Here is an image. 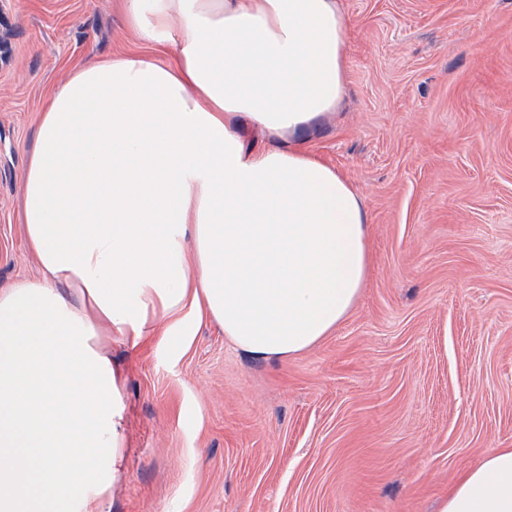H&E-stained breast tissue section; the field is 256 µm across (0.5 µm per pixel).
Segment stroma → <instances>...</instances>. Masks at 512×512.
<instances>
[{
	"instance_id": "1",
	"label": "stroma",
	"mask_w": 512,
	"mask_h": 512,
	"mask_svg": "<svg viewBox=\"0 0 512 512\" xmlns=\"http://www.w3.org/2000/svg\"><path fill=\"white\" fill-rule=\"evenodd\" d=\"M346 94L309 141L363 197L366 286L262 361L212 323L109 348L126 456L104 512H435L512 448V0H338ZM121 0H0V289L35 279L19 186L91 56L142 54Z\"/></svg>"
}]
</instances>
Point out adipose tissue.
I'll use <instances>...</instances> for the list:
<instances>
[{"label": "adipose tissue", "mask_w": 512, "mask_h": 512, "mask_svg": "<svg viewBox=\"0 0 512 512\" xmlns=\"http://www.w3.org/2000/svg\"><path fill=\"white\" fill-rule=\"evenodd\" d=\"M171 62L92 58L53 92L19 191L40 276L0 289V512H102L124 407L101 344L217 324L237 349L295 356L366 282L359 191L303 135L344 92L337 0H124ZM268 138L246 149L247 130ZM438 512H512V448Z\"/></svg>", "instance_id": "ef3b65f1"}]
</instances>
